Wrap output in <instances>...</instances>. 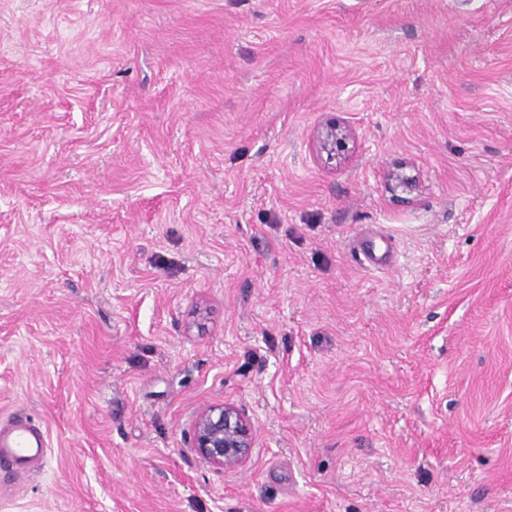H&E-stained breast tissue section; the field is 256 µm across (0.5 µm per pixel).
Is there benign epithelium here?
Returning <instances> with one entry per match:
<instances>
[{
    "mask_svg": "<svg viewBox=\"0 0 512 512\" xmlns=\"http://www.w3.org/2000/svg\"><path fill=\"white\" fill-rule=\"evenodd\" d=\"M355 138L349 126L322 125L313 133L318 150L333 151ZM255 445V427L241 407L224 402L200 409L193 421V454L216 469H233L243 465Z\"/></svg>",
    "mask_w": 512,
    "mask_h": 512,
    "instance_id": "benign-epithelium-1",
    "label": "benign epithelium"
}]
</instances>
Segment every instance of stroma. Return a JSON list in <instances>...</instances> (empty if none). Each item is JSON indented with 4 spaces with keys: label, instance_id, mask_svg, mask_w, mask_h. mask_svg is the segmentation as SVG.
<instances>
[{
    "label": "stroma",
    "instance_id": "1",
    "mask_svg": "<svg viewBox=\"0 0 512 512\" xmlns=\"http://www.w3.org/2000/svg\"><path fill=\"white\" fill-rule=\"evenodd\" d=\"M17 412L0 512H512V0H0ZM354 139L355 133L350 126H336V124L322 125L313 133V145L316 150L332 152L337 146L344 147L347 139ZM360 250L368 263L381 265L389 259L392 245L389 238L380 237L362 242ZM255 427L248 413L224 402L200 409L193 421V454L216 469L243 465L255 445ZM42 429L29 421L17 420L0 428V469L25 471L39 464L47 453Z\"/></svg>",
    "mask_w": 512,
    "mask_h": 512
}]
</instances>
